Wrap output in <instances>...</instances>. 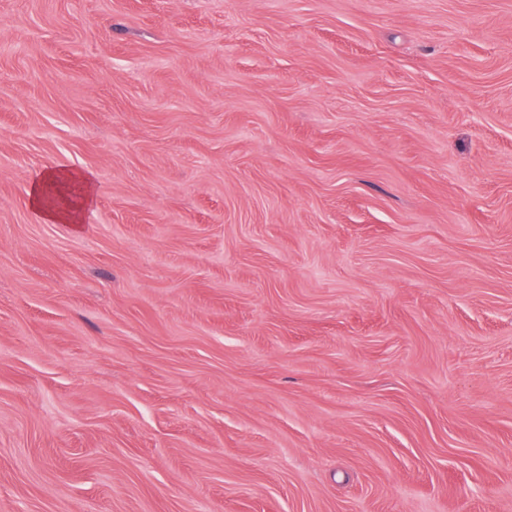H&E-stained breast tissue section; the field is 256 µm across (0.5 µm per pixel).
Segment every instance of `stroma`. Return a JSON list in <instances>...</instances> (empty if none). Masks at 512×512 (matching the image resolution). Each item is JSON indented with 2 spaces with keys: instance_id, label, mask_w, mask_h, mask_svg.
I'll return each instance as SVG.
<instances>
[{
  "instance_id": "stroma-1",
  "label": "stroma",
  "mask_w": 512,
  "mask_h": 512,
  "mask_svg": "<svg viewBox=\"0 0 512 512\" xmlns=\"http://www.w3.org/2000/svg\"><path fill=\"white\" fill-rule=\"evenodd\" d=\"M0 512H512V0H0ZM62 182L79 188L75 205L69 210H49L43 206V197L48 183ZM95 193L91 177L80 171H71L63 167H48L33 181L29 191V205L38 210L46 221L81 223V213L87 207Z\"/></svg>"
}]
</instances>
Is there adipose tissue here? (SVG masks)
I'll list each match as a JSON object with an SVG mask.
<instances>
[{
	"instance_id": "1",
	"label": "adipose tissue",
	"mask_w": 512,
	"mask_h": 512,
	"mask_svg": "<svg viewBox=\"0 0 512 512\" xmlns=\"http://www.w3.org/2000/svg\"><path fill=\"white\" fill-rule=\"evenodd\" d=\"M62 182L78 187L79 193L72 208L67 210H49L43 206V197L47 184ZM95 186L91 177L80 171H71L61 167H49L41 172L33 181L29 191V204L40 210L43 218L50 222H66L77 224L81 221V213L89 204Z\"/></svg>"
}]
</instances>
